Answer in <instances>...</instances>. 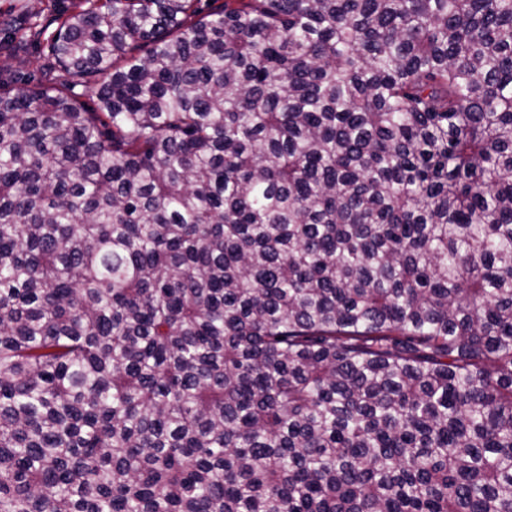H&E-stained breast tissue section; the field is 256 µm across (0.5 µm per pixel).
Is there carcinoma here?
<instances>
[{"instance_id": "obj_1", "label": "carcinoma", "mask_w": 512, "mask_h": 512, "mask_svg": "<svg viewBox=\"0 0 512 512\" xmlns=\"http://www.w3.org/2000/svg\"><path fill=\"white\" fill-rule=\"evenodd\" d=\"M16 8L0 512H512V0ZM15 3L16 0H0V72L2 77H5L3 71L6 69L16 71L17 77L27 76L29 73L36 75L47 73L48 76L56 75L58 70L57 64L47 55L43 44L32 45L29 48V54L24 63L20 64L17 60L9 57L4 43L3 28L5 23L11 22L15 17L13 10ZM1 61L6 64L5 67H1Z\"/></svg>"}]
</instances>
